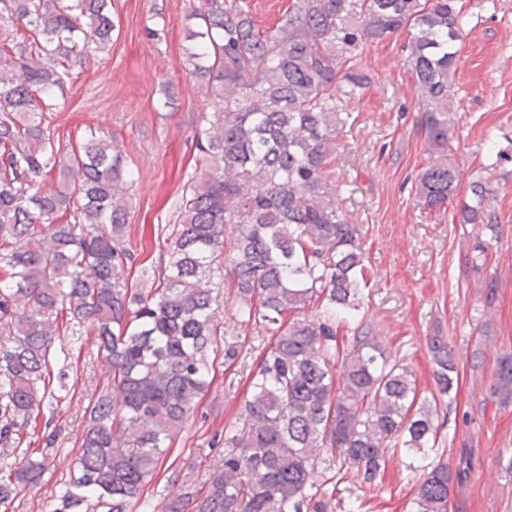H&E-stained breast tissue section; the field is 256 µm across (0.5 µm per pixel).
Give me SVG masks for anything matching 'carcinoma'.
Here are the masks:
<instances>
[{
  "label": "carcinoma",
  "instance_id": "obj_1",
  "mask_svg": "<svg viewBox=\"0 0 512 512\" xmlns=\"http://www.w3.org/2000/svg\"><path fill=\"white\" fill-rule=\"evenodd\" d=\"M111 8L0 0V506L49 469L50 419L40 457L8 459L53 396L51 378L66 388L50 360L63 320L96 336L107 384L88 405L82 452L53 512H134L210 387L207 351L224 335L213 293L227 282L239 323L269 341L245 376L224 459L160 512H334L343 482L376 496L401 449L419 472L411 512H448L469 461L434 450L460 360L447 337H428L424 394L405 356L359 317L368 257L363 225L337 203L336 160L347 104L366 85L358 52L406 30L431 157L416 195L430 214L453 204L459 0H292L288 18L266 29L249 0L191 5L189 72L211 108L195 132L203 173L183 190L149 288L130 279L133 172L118 144L90 129L65 149L45 121L90 47L112 39ZM471 193L458 222L497 236L491 190L477 181ZM486 251L478 242L465 272L481 273ZM242 351L224 343L226 368ZM487 395L512 405L511 352L498 357Z\"/></svg>",
  "mask_w": 512,
  "mask_h": 512
}]
</instances>
